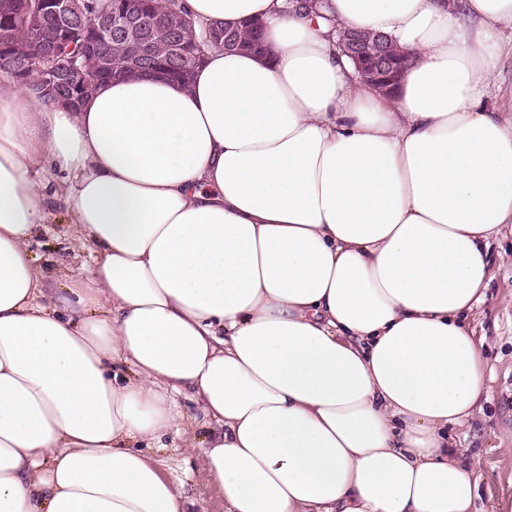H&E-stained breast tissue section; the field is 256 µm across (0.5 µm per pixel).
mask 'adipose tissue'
Masks as SVG:
<instances>
[{"label":"adipose tissue","mask_w":512,"mask_h":512,"mask_svg":"<svg viewBox=\"0 0 512 512\" xmlns=\"http://www.w3.org/2000/svg\"><path fill=\"white\" fill-rule=\"evenodd\" d=\"M191 87L118 76L74 110L0 80V512H190L142 447L191 391L224 512H473L450 428L489 399L472 323L512 228V116L483 105L512 0H329L408 56L363 87L287 0ZM93 252L50 287L51 202Z\"/></svg>","instance_id":"ef3b65f1"}]
</instances>
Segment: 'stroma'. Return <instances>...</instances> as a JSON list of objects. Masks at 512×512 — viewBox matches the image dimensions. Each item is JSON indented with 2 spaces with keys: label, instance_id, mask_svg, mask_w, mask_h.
Returning <instances> with one entry per match:
<instances>
[{
  "label": "stroma",
  "instance_id": "stroma-1",
  "mask_svg": "<svg viewBox=\"0 0 512 512\" xmlns=\"http://www.w3.org/2000/svg\"><path fill=\"white\" fill-rule=\"evenodd\" d=\"M29 248L49 280L63 273L86 274L91 269L88 248L77 242L73 215L59 203L52 204L47 223L39 225ZM495 276L485 303L475 311L480 334L486 337L487 368L492 374L489 400L482 413L459 429L465 461L478 462L482 473L476 512H512V235L491 244ZM177 402L185 415L182 431H170L161 447L149 449L163 473L194 501V512H224V497L205 473L199 451L181 448L183 434L196 442L207 438L210 428L189 396Z\"/></svg>",
  "mask_w": 512,
  "mask_h": 512
}]
</instances>
